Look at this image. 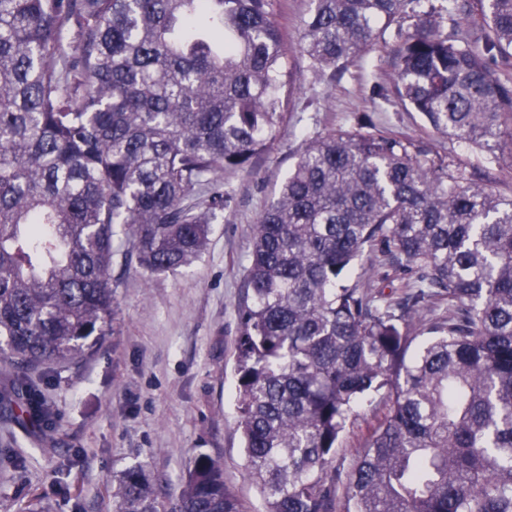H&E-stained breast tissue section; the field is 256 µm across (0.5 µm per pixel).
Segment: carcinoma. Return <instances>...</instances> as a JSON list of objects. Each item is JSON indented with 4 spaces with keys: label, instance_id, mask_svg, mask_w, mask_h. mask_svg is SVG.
Here are the masks:
<instances>
[{
    "label": "carcinoma",
    "instance_id": "1",
    "mask_svg": "<svg viewBox=\"0 0 512 512\" xmlns=\"http://www.w3.org/2000/svg\"><path fill=\"white\" fill-rule=\"evenodd\" d=\"M301 49L323 73L397 30L390 91L493 154L512 130V0H311ZM270 0H0V390L112 323L113 265L174 273L205 250L224 172L280 134L295 89ZM384 132L310 139L254 225L234 355L245 469L263 512H512V195ZM414 275L396 300L347 281ZM448 314L409 353L410 321ZM387 415L337 491L341 435ZM116 512H159L144 470ZM177 512H245L198 457Z\"/></svg>",
    "mask_w": 512,
    "mask_h": 512
}]
</instances>
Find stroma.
<instances>
[{
  "label": "stroma",
  "instance_id": "obj_1",
  "mask_svg": "<svg viewBox=\"0 0 512 512\" xmlns=\"http://www.w3.org/2000/svg\"><path fill=\"white\" fill-rule=\"evenodd\" d=\"M288 46L296 89L278 138L248 172L228 173L230 201L211 227L209 245L178 273L132 262L114 266L116 297L108 336L81 361L35 375L46 422L0 408V512H115L113 484L125 469L148 475L161 512H175L195 458L224 461V481L246 512L260 499L244 471L233 373L238 308L246 288L252 226L273 200L306 140L330 130H382L419 143L430 158L485 163L449 140L387 92L392 33L366 58L337 71H313L298 44L310 0H271ZM381 397L348 423L335 465L348 474L369 430L381 421Z\"/></svg>",
  "mask_w": 512,
  "mask_h": 512
}]
</instances>
